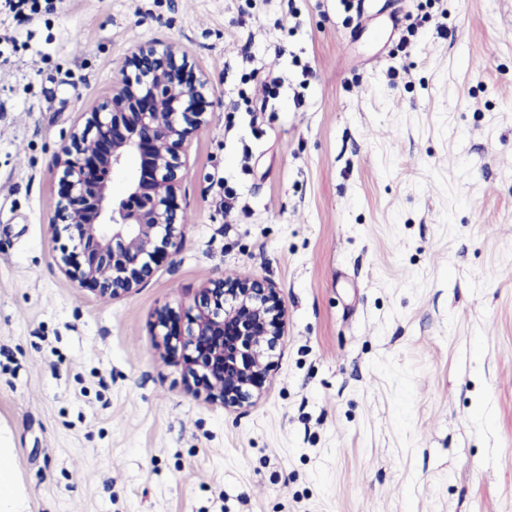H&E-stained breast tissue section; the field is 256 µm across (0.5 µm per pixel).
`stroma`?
<instances>
[{"mask_svg": "<svg viewBox=\"0 0 512 512\" xmlns=\"http://www.w3.org/2000/svg\"><path fill=\"white\" fill-rule=\"evenodd\" d=\"M17 40L0 512H512V0H60ZM169 42L214 91L187 222L141 288L102 298L56 263L48 166L129 51ZM229 276L286 311L237 411L188 391L155 326Z\"/></svg>", "mask_w": 512, "mask_h": 512, "instance_id": "35a3bbf8", "label": "stroma"}]
</instances>
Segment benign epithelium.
Instances as JSON below:
<instances>
[{"label":"benign epithelium","instance_id":"1","mask_svg":"<svg viewBox=\"0 0 512 512\" xmlns=\"http://www.w3.org/2000/svg\"><path fill=\"white\" fill-rule=\"evenodd\" d=\"M209 93L208 79L175 45L138 46L121 62L112 94L53 155L54 227L72 243L59 265L78 287L120 298L169 255L185 223L178 191L191 141L207 123ZM115 172L126 173L120 197L112 193ZM196 310L183 322L163 309L156 320L168 348L192 351L188 390L228 410L255 404L285 327L276 288L258 278L219 279Z\"/></svg>","mask_w":512,"mask_h":512}]
</instances>
